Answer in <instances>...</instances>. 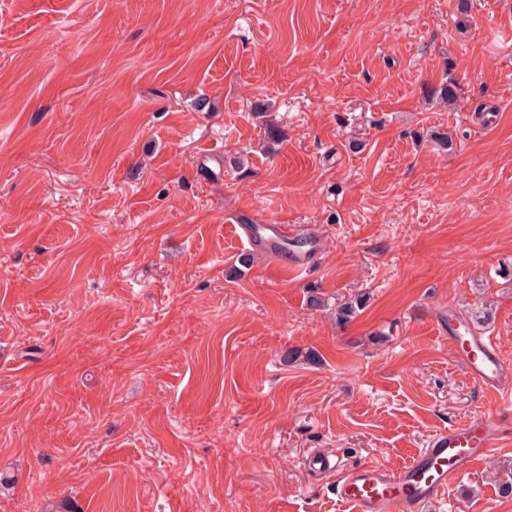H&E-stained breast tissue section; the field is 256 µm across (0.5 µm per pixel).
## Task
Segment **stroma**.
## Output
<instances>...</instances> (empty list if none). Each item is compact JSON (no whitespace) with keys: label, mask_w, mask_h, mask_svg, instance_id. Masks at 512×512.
<instances>
[{"label":"stroma","mask_w":512,"mask_h":512,"mask_svg":"<svg viewBox=\"0 0 512 512\" xmlns=\"http://www.w3.org/2000/svg\"><path fill=\"white\" fill-rule=\"evenodd\" d=\"M452 318L512 363V0H0V512H348L498 409ZM239 229L250 246H262L272 262L281 266L285 265L286 270L300 271L313 260L320 249L316 239L310 240L308 248L304 251L292 253L286 256L280 251L282 244L294 236L292 224H239Z\"/></svg>","instance_id":"1"}]
</instances>
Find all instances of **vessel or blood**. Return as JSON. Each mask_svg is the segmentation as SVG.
I'll list each match as a JSON object with an SVG mask.
<instances>
[{"mask_svg": "<svg viewBox=\"0 0 512 512\" xmlns=\"http://www.w3.org/2000/svg\"><path fill=\"white\" fill-rule=\"evenodd\" d=\"M240 230L248 245L262 246L272 262L294 271L304 269L320 248L310 240L306 250L285 254L282 244L294 235L289 224H244ZM448 340L454 346L467 374L478 386L499 394L504 382L512 380V365L506 363L494 338L463 330L460 323L448 326ZM512 402L460 426L437 433L428 447L416 452L406 464L390 469L379 465H359L344 469L328 457H314L320 468L335 474L336 496L350 512H423L424 507L443 498L450 481L483 460L506 436Z\"/></svg>", "mask_w": 512, "mask_h": 512, "instance_id": "vessel-or-blood-1", "label": "vessel or blood"}]
</instances>
